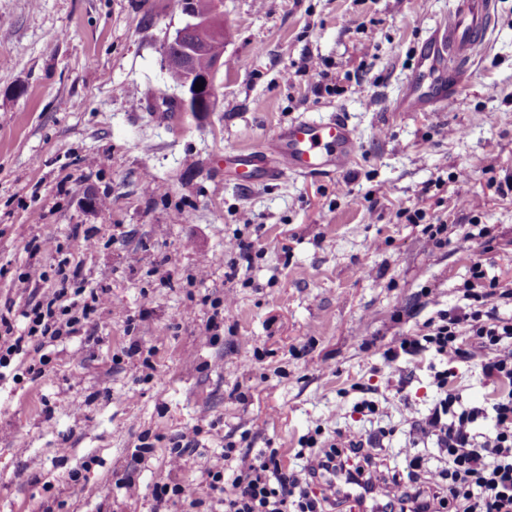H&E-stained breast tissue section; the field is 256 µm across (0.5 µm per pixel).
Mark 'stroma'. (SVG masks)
Returning a JSON list of instances; mask_svg holds the SVG:
<instances>
[{
    "label": "stroma",
    "mask_w": 512,
    "mask_h": 512,
    "mask_svg": "<svg viewBox=\"0 0 512 512\" xmlns=\"http://www.w3.org/2000/svg\"><path fill=\"white\" fill-rule=\"evenodd\" d=\"M452 8L222 0L218 103L198 114L164 105L178 93L164 46L187 23L170 0H0V313L21 334L22 310L58 286L22 273L63 260L101 297L77 333L0 370V512H193L156 502L155 484L208 498L227 444L289 465L328 417L405 467L407 412L438 391L428 359L394 369L385 351L462 305L475 261L512 288V192L498 190L512 178V0H496L463 104L392 109ZM307 56L334 93L299 72ZM331 112L358 138L343 172L225 176L226 152ZM426 224L447 225V245ZM475 227L488 237L459 246ZM238 235L255 252L234 274ZM486 358L448 366L465 403L493 394ZM359 384L384 409L369 422Z\"/></svg>",
    "instance_id": "stroma-1"
}]
</instances>
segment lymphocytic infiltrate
I'll list each match as a JSON object with an SVG mask.
<instances>
[{
  "mask_svg": "<svg viewBox=\"0 0 512 512\" xmlns=\"http://www.w3.org/2000/svg\"><path fill=\"white\" fill-rule=\"evenodd\" d=\"M66 294V289H58L53 301L23 310L27 332L0 336V368L27 350H41L45 340L79 329L87 312L63 304ZM464 297L465 306L428 319L421 332L403 337L398 348L385 355L391 364L401 355L426 352L443 362L466 359L471 352L461 341L465 333L487 352L483 372L500 389L490 407L466 405L449 393L448 373L442 370L434 374L438 401L428 413L410 420L412 446L434 445L441 467L424 472L422 457L413 454L404 471L376 477L370 440L350 431L338 432V445L326 448L317 436L306 437L299 451L306 463L300 469L284 467L279 449L253 455L231 445L224 450L223 466L207 472L216 505L223 512H327L348 502V486L357 485L378 489L372 502L376 512H512V348L501 347L512 340V318L486 308L498 298L512 301V290L499 289L477 263ZM487 417L493 420L492 429L477 432V422ZM315 484L327 485L328 494L313 493Z\"/></svg>",
  "mask_w": 512,
  "mask_h": 512,
  "instance_id": "f902f5d3",
  "label": "lymphocytic infiltrate"
}]
</instances>
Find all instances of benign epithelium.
I'll return each mask as SVG.
<instances>
[{
    "label": "benign epithelium",
    "mask_w": 512,
    "mask_h": 512,
    "mask_svg": "<svg viewBox=\"0 0 512 512\" xmlns=\"http://www.w3.org/2000/svg\"><path fill=\"white\" fill-rule=\"evenodd\" d=\"M221 2L222 0H213L212 11L206 16L196 14L192 5H187L185 15L189 17V21L171 41L173 45L179 44V53L173 56L169 51H164L166 64H176L185 72L184 80L179 85L181 95L173 102L180 112L213 111L215 79L219 70L224 67L223 56L214 57L211 67L205 72L195 70L191 62L195 57L207 53L211 45L220 39L223 32ZM198 82L203 84L201 91L195 90V84Z\"/></svg>",
    "instance_id": "obj_1"
}]
</instances>
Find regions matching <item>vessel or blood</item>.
Listing matches in <instances>:
<instances>
[{
    "mask_svg": "<svg viewBox=\"0 0 512 512\" xmlns=\"http://www.w3.org/2000/svg\"><path fill=\"white\" fill-rule=\"evenodd\" d=\"M494 4L495 0H457L454 11L439 23L421 52L395 111L445 109L462 101ZM355 152L354 130L341 114L304 115L280 127L257 148L225 153L224 168L248 176L250 182L263 183L289 175L340 172Z\"/></svg>",
    "mask_w": 512,
    "mask_h": 512,
    "instance_id": "1",
    "label": "vessel or blood"
}]
</instances>
